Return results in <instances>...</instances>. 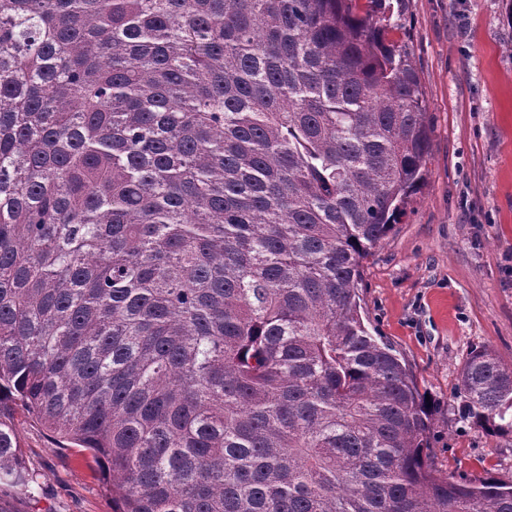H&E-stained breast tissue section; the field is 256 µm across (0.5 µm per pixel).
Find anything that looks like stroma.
Listing matches in <instances>:
<instances>
[{
    "label": "stroma",
    "instance_id": "35a3bbf8",
    "mask_svg": "<svg viewBox=\"0 0 512 512\" xmlns=\"http://www.w3.org/2000/svg\"><path fill=\"white\" fill-rule=\"evenodd\" d=\"M431 130L428 176L363 263L364 323L433 405L430 462L441 474L512 481V436L459 419L473 348L512 367V22L505 0H390ZM13 424L39 482L0 489V512H112L99 462L28 415Z\"/></svg>",
    "mask_w": 512,
    "mask_h": 512
}]
</instances>
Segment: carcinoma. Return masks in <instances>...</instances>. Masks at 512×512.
<instances>
[{"label":"carcinoma","mask_w":512,"mask_h":512,"mask_svg":"<svg viewBox=\"0 0 512 512\" xmlns=\"http://www.w3.org/2000/svg\"><path fill=\"white\" fill-rule=\"evenodd\" d=\"M384 0H0V486L20 408L112 512H512L435 475L431 408L362 264L430 128ZM459 418L512 435L486 347Z\"/></svg>","instance_id":"cac0c4a2"}]
</instances>
